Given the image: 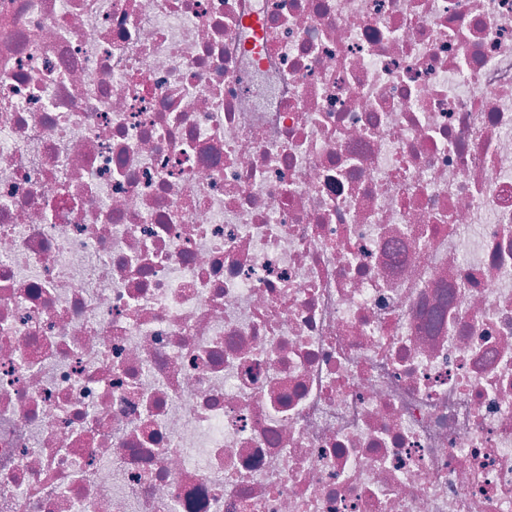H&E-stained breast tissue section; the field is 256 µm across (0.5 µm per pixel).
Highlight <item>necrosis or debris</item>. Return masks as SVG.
<instances>
[{
	"label": "necrosis or debris",
	"instance_id": "obj_1",
	"mask_svg": "<svg viewBox=\"0 0 512 512\" xmlns=\"http://www.w3.org/2000/svg\"><path fill=\"white\" fill-rule=\"evenodd\" d=\"M0 512H512V0H0Z\"/></svg>",
	"mask_w": 512,
	"mask_h": 512
}]
</instances>
